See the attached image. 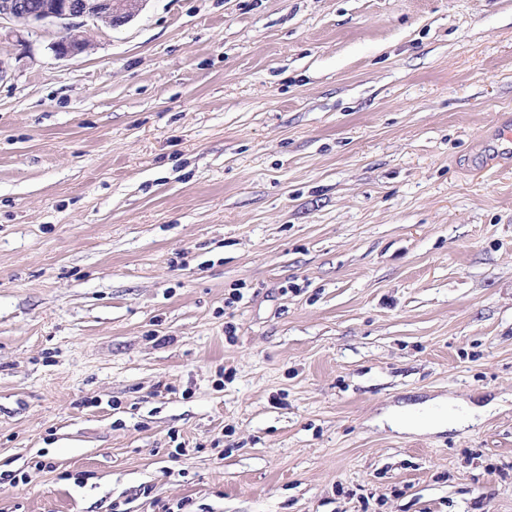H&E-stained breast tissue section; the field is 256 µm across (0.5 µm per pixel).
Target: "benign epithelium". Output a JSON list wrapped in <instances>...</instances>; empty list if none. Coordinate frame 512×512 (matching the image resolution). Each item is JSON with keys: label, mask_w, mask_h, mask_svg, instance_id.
Here are the masks:
<instances>
[{"label": "benign epithelium", "mask_w": 512, "mask_h": 512, "mask_svg": "<svg viewBox=\"0 0 512 512\" xmlns=\"http://www.w3.org/2000/svg\"><path fill=\"white\" fill-rule=\"evenodd\" d=\"M142 0H0V20H15L36 27L56 25L60 37L51 44L59 58L85 52L88 41L84 27L89 21L101 20L110 26L127 22L138 11Z\"/></svg>", "instance_id": "obj_1"}]
</instances>
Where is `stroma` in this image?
<instances>
[{"label":"stroma","mask_w":512,"mask_h":512,"mask_svg":"<svg viewBox=\"0 0 512 512\" xmlns=\"http://www.w3.org/2000/svg\"><path fill=\"white\" fill-rule=\"evenodd\" d=\"M86 36L0 22V512H512V0ZM53 468L51 463H46L45 461H37L31 470L23 473L21 476L12 475V474H4L3 477L0 473V487H5L4 485H8L12 488H17L20 485L26 486L33 482V480L38 476L40 472L44 470H50Z\"/></svg>","instance_id":"35a3bbf8"}]
</instances>
